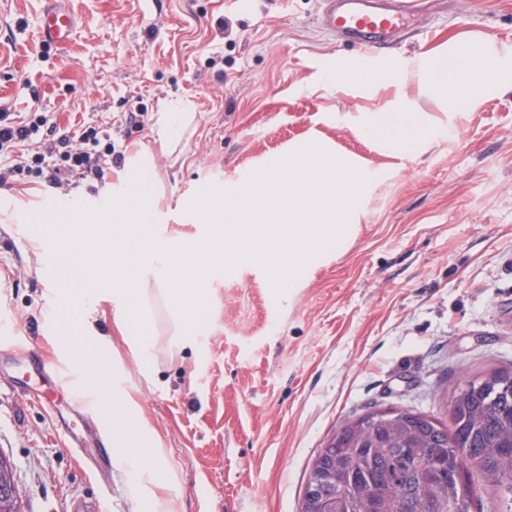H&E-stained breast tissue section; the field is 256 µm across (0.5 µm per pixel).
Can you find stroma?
Instances as JSON below:
<instances>
[{"label":"stroma","instance_id":"1","mask_svg":"<svg viewBox=\"0 0 512 512\" xmlns=\"http://www.w3.org/2000/svg\"><path fill=\"white\" fill-rule=\"evenodd\" d=\"M424 0L377 64L403 67L438 47L477 40L512 51V0ZM77 26L67 42L40 37L44 0H0V114L45 116L0 168L45 153L61 134L96 127L116 154L159 160L157 224L171 238L203 239L190 203L233 188L270 156L317 135L344 155L393 175L376 190L350 240L308 261L289 297L267 272L240 263L204 282L207 308L191 346L160 351L143 370L102 301L94 326L113 341L111 363L164 453L166 480L137 482L125 464L98 475L111 407L78 417L68 390L39 403L45 380L23 386L24 351L70 368L44 317L55 281L44 250L22 235L18 210L49 197L93 203L117 178L50 188L28 176L0 189V316L25 336L0 345V455L10 459L21 512H299L310 464L341 423L375 408L448 420L465 378L512 370V91L454 118L452 138L426 154H382L336 112L376 111L396 95L440 116L405 81L358 93L326 83L330 68L364 66L360 50L322 22L318 0H65ZM191 113L165 147L155 125L170 101ZM141 114L131 124L130 114Z\"/></svg>","mask_w":512,"mask_h":512}]
</instances>
